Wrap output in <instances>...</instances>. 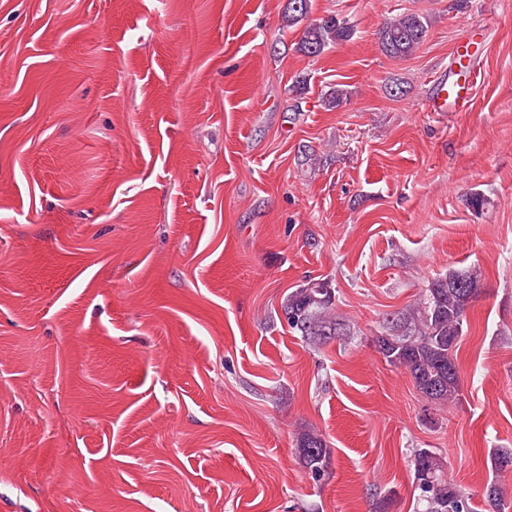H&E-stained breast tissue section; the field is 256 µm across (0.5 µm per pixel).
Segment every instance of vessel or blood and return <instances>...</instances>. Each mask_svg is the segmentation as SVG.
I'll use <instances>...</instances> for the list:
<instances>
[{"label": "vessel or blood", "mask_w": 512, "mask_h": 512, "mask_svg": "<svg viewBox=\"0 0 512 512\" xmlns=\"http://www.w3.org/2000/svg\"><path fill=\"white\" fill-rule=\"evenodd\" d=\"M480 43L478 33H470L456 48L447 70L441 71L428 109L432 112H465L472 101L476 68L472 59Z\"/></svg>", "instance_id": "vessel-or-blood-1"}]
</instances>
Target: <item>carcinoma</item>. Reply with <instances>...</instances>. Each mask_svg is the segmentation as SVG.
I'll return each instance as SVG.
<instances>
[{
	"label": "carcinoma",
	"mask_w": 512,
	"mask_h": 512,
	"mask_svg": "<svg viewBox=\"0 0 512 512\" xmlns=\"http://www.w3.org/2000/svg\"><path fill=\"white\" fill-rule=\"evenodd\" d=\"M313 0H288L286 27L305 24L298 51L319 57L330 47L350 40L354 27L344 17L328 15L309 20ZM428 19L408 13L384 22L378 29L379 46L390 57L410 55L423 41ZM481 292V272L473 267L450 270L426 289L423 301L402 314L390 333L376 339L378 352L389 364L406 370L418 392L436 405H452L460 397L457 345L464 323ZM332 291L324 279H312L291 291L282 302L288 325L301 335L318 340L339 334L341 324L329 316ZM298 451L305 468L319 479L329 472L331 456L324 439L314 432L300 437ZM413 472L419 500L425 512H469L465 494L448 479L436 453L419 448L413 455ZM493 471L512 470V448H497L490 455ZM506 490L498 482L488 484L484 500L489 512H504Z\"/></svg>",
	"instance_id": "carcinoma-1"
}]
</instances>
